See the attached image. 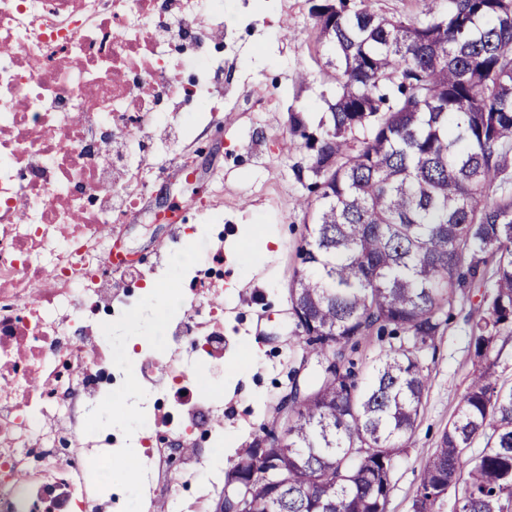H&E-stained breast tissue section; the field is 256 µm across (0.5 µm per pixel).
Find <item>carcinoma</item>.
Masks as SVG:
<instances>
[{
  "mask_svg": "<svg viewBox=\"0 0 512 512\" xmlns=\"http://www.w3.org/2000/svg\"><path fill=\"white\" fill-rule=\"evenodd\" d=\"M423 0V20L369 0H321L322 43L340 60L332 125L313 151L300 268L289 296L318 377L288 394L282 438L243 450L225 476L245 512H386L394 454L423 407V355L458 290H491L470 319L480 368L420 478L413 512L448 488L458 512H512V387L489 361L512 335V0ZM368 128L352 141L357 128ZM355 379L363 336L398 339ZM479 437L484 450L467 457ZM271 471L277 482L264 480Z\"/></svg>",
  "mask_w": 512,
  "mask_h": 512,
  "instance_id": "cac0c4a2",
  "label": "carcinoma"
}]
</instances>
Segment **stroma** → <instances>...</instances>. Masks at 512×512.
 <instances>
[{"label":"stroma","instance_id":"obj_1","mask_svg":"<svg viewBox=\"0 0 512 512\" xmlns=\"http://www.w3.org/2000/svg\"><path fill=\"white\" fill-rule=\"evenodd\" d=\"M223 139L208 156L197 159L193 183H185L171 150L146 156L152 171H165L160 185L188 202L198 228L184 240L171 236L167 219L158 217L154 197L142 212L120 225V240L138 258L154 249L174 251L167 276H181L183 263L203 258L215 241L202 225L223 212L224 235L241 228L256 231L241 251L225 250L224 277L209 280L224 293V318L212 324L224 350L213 357L205 378L191 384L224 408L225 434L249 448L281 435L287 421L284 400L293 369L311 378L317 359L298 338L288 298L298 249L305 233L302 202L310 200L315 176L310 151L290 124L299 116L306 129L321 134L330 124L329 101L336 94L327 52L318 43L316 0H223ZM482 291L465 289L454 307V320L442 326L424 357L428 391L414 431L392 459L386 512H413L421 474L455 415L478 360L468 319ZM162 291L145 290L138 334L155 358H165Z\"/></svg>","mask_w":512,"mask_h":512}]
</instances>
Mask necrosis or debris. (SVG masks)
Returning a JSON list of instances; mask_svg holds the SVG:
<instances>
[{"mask_svg": "<svg viewBox=\"0 0 512 512\" xmlns=\"http://www.w3.org/2000/svg\"><path fill=\"white\" fill-rule=\"evenodd\" d=\"M216 0H0V512H112L98 479L114 434L88 421L113 393L112 285L138 271L112 263L114 232L147 195L125 148L154 131L182 137L185 100L222 110L224 39ZM194 318L157 371L181 383L223 349ZM143 512H181L179 461L195 441L155 426L141 439Z\"/></svg>", "mask_w": 512, "mask_h": 512, "instance_id": "obj_1", "label": "necrosis or debris"}]
</instances>
